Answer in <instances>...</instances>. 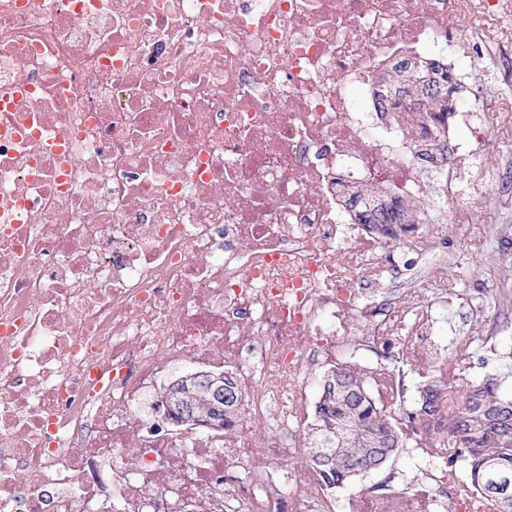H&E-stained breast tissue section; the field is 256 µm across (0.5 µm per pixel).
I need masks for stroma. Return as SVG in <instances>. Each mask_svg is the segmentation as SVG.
Masks as SVG:
<instances>
[{
  "label": "stroma",
  "mask_w": 512,
  "mask_h": 512,
  "mask_svg": "<svg viewBox=\"0 0 512 512\" xmlns=\"http://www.w3.org/2000/svg\"><path fill=\"white\" fill-rule=\"evenodd\" d=\"M428 184L425 205L437 217L434 232L445 237L447 255H423L402 245L388 249L398 264V275L381 273L375 283L354 287L355 308L389 301V319L401 318L404 303L415 299L416 312L434 323V334L428 340H415L420 357L406 369L408 386L424 381L432 370L429 351L451 354L453 343L461 336L477 335L480 329L494 330L495 335L484 344L477 356L461 365V378L450 379L459 386L461 379L476 380L486 374L502 373L504 389H512V295L501 294L497 274L490 262L492 256L512 258V236L501 235L503 227L512 226V200L488 202L476 197L471 201L470 223L455 224L440 209L436 192L439 178L431 168H424ZM426 467L415 449L402 450L383 469L365 476L359 483L336 493L335 512H348L349 500L386 490L402 489L406 483H424Z\"/></svg>",
  "instance_id": "1"
}]
</instances>
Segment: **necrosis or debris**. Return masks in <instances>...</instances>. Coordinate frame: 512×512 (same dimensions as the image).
<instances>
[{"label": "necrosis or debris", "mask_w": 512, "mask_h": 512, "mask_svg": "<svg viewBox=\"0 0 512 512\" xmlns=\"http://www.w3.org/2000/svg\"><path fill=\"white\" fill-rule=\"evenodd\" d=\"M510 43L512 0H0V512H334L278 467L307 372L377 332L365 252L434 245L343 190L422 200L426 144L512 131L511 99L385 112L380 80L451 48L461 83L476 44L512 75ZM225 372L223 426L164 409ZM377 193V189L365 182H361L357 185L352 186L347 196V205L352 211H355L354 217L357 224H380L386 226V224H398L397 217L392 213L390 221L373 222L372 216L368 215L366 203L368 200H372ZM371 217V218H370ZM384 224V225H382Z\"/></svg>", "instance_id": "necrosis-or-debris-1"}]
</instances>
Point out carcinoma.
<instances>
[{
  "label": "carcinoma",
  "instance_id": "carcinoma-1",
  "mask_svg": "<svg viewBox=\"0 0 512 512\" xmlns=\"http://www.w3.org/2000/svg\"><path fill=\"white\" fill-rule=\"evenodd\" d=\"M385 83L393 112L408 103L418 112H446L454 90L448 75L436 80L409 62L396 66ZM418 159L438 165L448 159V143L433 142ZM376 193L369 183L352 186L347 205L357 223H373L366 203ZM482 345L478 336L462 337L455 342V357H467ZM402 356L411 361L407 350L376 370L350 359L323 373L320 396L303 425L306 453L299 467L315 471L323 490L333 495L411 445L477 492L470 508L489 501L496 512H512V393L502 391L494 374L449 390L447 378L456 376L457 362L444 357L442 370L409 396L398 366ZM163 399L180 419L222 425L236 412L242 394L229 376L199 374L174 379Z\"/></svg>",
  "mask_w": 512,
  "mask_h": 512
}]
</instances>
